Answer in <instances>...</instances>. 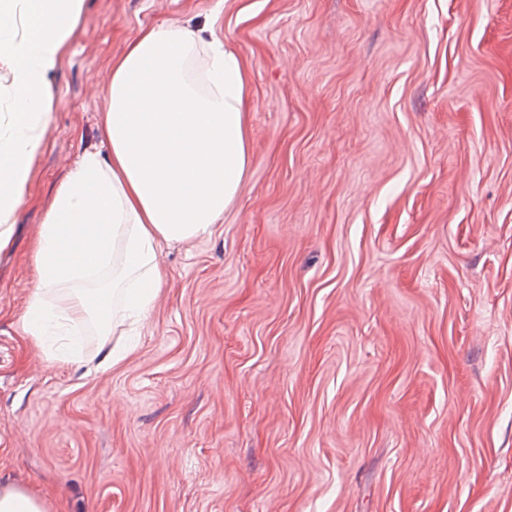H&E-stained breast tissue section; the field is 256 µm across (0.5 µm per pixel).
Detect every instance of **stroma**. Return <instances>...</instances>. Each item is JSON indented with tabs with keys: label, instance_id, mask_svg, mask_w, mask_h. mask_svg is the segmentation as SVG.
<instances>
[{
	"label": "stroma",
	"instance_id": "obj_1",
	"mask_svg": "<svg viewBox=\"0 0 512 512\" xmlns=\"http://www.w3.org/2000/svg\"><path fill=\"white\" fill-rule=\"evenodd\" d=\"M219 17L251 163L135 348L22 336L140 28ZM0 254V481L50 512H512V0H87Z\"/></svg>",
	"mask_w": 512,
	"mask_h": 512
}]
</instances>
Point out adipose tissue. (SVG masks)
Wrapping results in <instances>:
<instances>
[{
	"mask_svg": "<svg viewBox=\"0 0 512 512\" xmlns=\"http://www.w3.org/2000/svg\"><path fill=\"white\" fill-rule=\"evenodd\" d=\"M86 0H0V253L47 146L51 78ZM200 72H191L196 57ZM102 148L85 151L55 189L33 239L35 287L22 330L50 355L82 324L145 323L166 276L165 242L211 233L235 201L251 152L247 73L217 19L141 29L101 78Z\"/></svg>",
	"mask_w": 512,
	"mask_h": 512,
	"instance_id": "obj_1",
	"label": "adipose tissue"
}]
</instances>
